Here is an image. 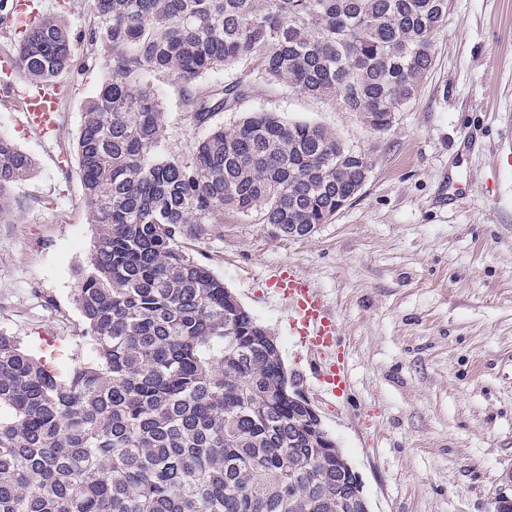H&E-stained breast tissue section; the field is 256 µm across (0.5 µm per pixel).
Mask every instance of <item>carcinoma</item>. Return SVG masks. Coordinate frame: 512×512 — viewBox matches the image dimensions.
<instances>
[{"mask_svg": "<svg viewBox=\"0 0 512 512\" xmlns=\"http://www.w3.org/2000/svg\"><path fill=\"white\" fill-rule=\"evenodd\" d=\"M90 44L108 75L78 138L100 228L75 302L92 356L61 372L0 333V512H362L336 449L288 399L277 341L178 248L224 206L288 233L326 224L359 192L366 157L325 128L250 112L216 127L191 165L164 156V72L196 122L234 112L242 81L199 79L243 61L273 82L386 131L419 94L448 0H94ZM65 22L38 18L19 74L69 66ZM33 169L0 137L5 192Z\"/></svg>", "mask_w": 512, "mask_h": 512, "instance_id": "cac0c4a2", "label": "carcinoma"}]
</instances>
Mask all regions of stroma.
Here are the masks:
<instances>
[{"label":"stroma","instance_id":"obj_1","mask_svg":"<svg viewBox=\"0 0 512 512\" xmlns=\"http://www.w3.org/2000/svg\"><path fill=\"white\" fill-rule=\"evenodd\" d=\"M70 30L71 61L59 128L39 139L0 86V136L29 155L30 175L0 216V331L67 371L89 351L74 296L98 228L84 202L77 142L82 114L105 79L88 34L93 0H40ZM242 81L237 111L197 124L179 88L150 83L164 102L166 155L190 162L210 127L263 111L334 133L370 164L357 197L331 223L291 238L260 214L225 209L181 250L207 265L277 337L288 372L323 416L359 474L371 512H491L512 484V0H448L435 61L418 97L374 131L355 112L232 66L209 74ZM460 184L459 196L450 193ZM294 263L340 324L348 393L328 404L288 304L267 278Z\"/></svg>","mask_w":512,"mask_h":512}]
</instances>
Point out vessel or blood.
<instances>
[{"mask_svg": "<svg viewBox=\"0 0 512 512\" xmlns=\"http://www.w3.org/2000/svg\"><path fill=\"white\" fill-rule=\"evenodd\" d=\"M58 88L54 85L31 87L21 99L25 126L40 136L56 128ZM274 293L287 298L288 319L302 346L318 365V381L331 396L349 387L345 355L339 346V323L326 304L321 291L298 268L290 263L276 266L267 281Z\"/></svg>", "mask_w": 512, "mask_h": 512, "instance_id": "obj_1", "label": "vessel or blood"}]
</instances>
